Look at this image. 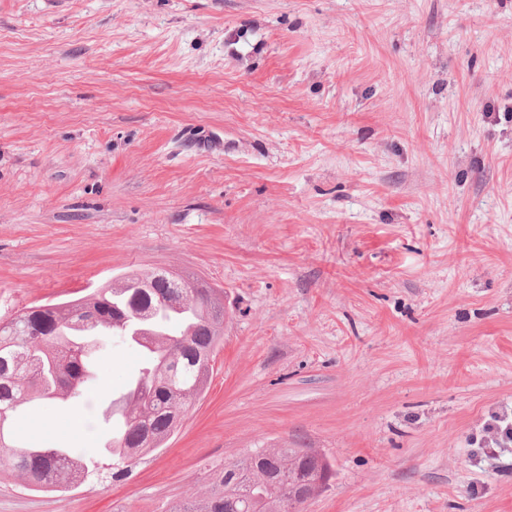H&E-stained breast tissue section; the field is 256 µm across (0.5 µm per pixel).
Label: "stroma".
<instances>
[{
    "mask_svg": "<svg viewBox=\"0 0 512 512\" xmlns=\"http://www.w3.org/2000/svg\"><path fill=\"white\" fill-rule=\"evenodd\" d=\"M161 267L223 295L132 474L0 512H172L311 448L304 512H512V0H0V316ZM139 361L16 430L100 459Z\"/></svg>",
    "mask_w": 512,
    "mask_h": 512,
    "instance_id": "35a3bbf8",
    "label": "stroma"
}]
</instances>
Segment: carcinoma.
I'll list each match as a JSON object with an SVG mask.
<instances>
[{
	"label": "carcinoma",
	"mask_w": 512,
	"mask_h": 512,
	"mask_svg": "<svg viewBox=\"0 0 512 512\" xmlns=\"http://www.w3.org/2000/svg\"><path fill=\"white\" fill-rule=\"evenodd\" d=\"M130 285L65 302L32 306L0 319V463L22 477L32 490L65 489L85 481L96 468L64 448H33L16 436L12 420L21 407L60 399L71 411L92 378L94 348L115 336L142 332L153 350L141 385L124 398L123 430L112 437V476L132 472L136 460L161 446L206 388L220 342L224 307L205 288H190L186 302L168 305L180 292L168 273L145 278L135 272ZM241 481L215 470L211 490L190 498L174 512H302L300 488L326 487L331 465L303 448H259L234 463Z\"/></svg>",
	"instance_id": "carcinoma-1"
}]
</instances>
